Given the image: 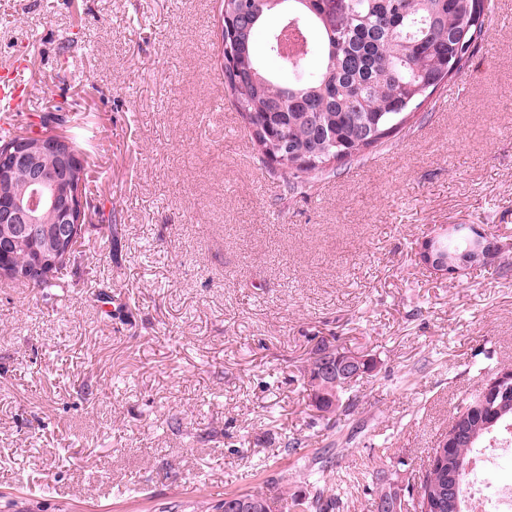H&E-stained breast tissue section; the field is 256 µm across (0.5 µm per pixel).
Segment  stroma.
I'll use <instances>...</instances> for the list:
<instances>
[{
  "label": "stroma",
  "mask_w": 512,
  "mask_h": 512,
  "mask_svg": "<svg viewBox=\"0 0 512 512\" xmlns=\"http://www.w3.org/2000/svg\"><path fill=\"white\" fill-rule=\"evenodd\" d=\"M461 99L438 89L363 160L284 194L224 86L220 0H0V65L67 117L93 238L54 296L0 283V512H224L229 492L335 512L418 484L456 406L512 365V272L437 279L442 224L512 242V0ZM372 355L351 415L303 385L319 339ZM299 439L290 450L288 440ZM279 490L277 494L272 495L281 504L279 512H328L336 508L337 498L330 496L324 499V491L321 489L316 491L311 498L303 499L288 496V490L284 486ZM297 509L299 511H296Z\"/></svg>",
  "instance_id": "stroma-1"
}]
</instances>
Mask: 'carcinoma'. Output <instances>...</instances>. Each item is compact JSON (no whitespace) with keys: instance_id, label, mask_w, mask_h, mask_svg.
Instances as JSON below:
<instances>
[{"instance_id":"1","label":"carcinoma","mask_w":512,"mask_h":512,"mask_svg":"<svg viewBox=\"0 0 512 512\" xmlns=\"http://www.w3.org/2000/svg\"><path fill=\"white\" fill-rule=\"evenodd\" d=\"M228 0L227 12L239 26L224 36L234 66L224 71L243 117L260 125L264 139L282 142L298 156H315L305 168L283 167V191L303 189L341 167L361 160L365 153L397 135L411 115L448 81L460 75L485 32L484 0ZM298 19L306 49L298 57L285 56L275 38L264 29L269 15ZM272 58L278 72H269L262 56ZM101 234L118 241V225L103 229L82 221L79 237L86 241ZM74 253L60 260L49 276H28L32 249L16 247L9 258L15 272L32 287L52 295L61 287L64 271ZM311 401L322 400L319 412H349L351 384H336L328 398H320L311 371H306ZM512 424V397L475 405V397L456 408L453 433L467 432L463 440L442 444L443 457L426 474L414 512H465L461 483L471 449L488 435ZM454 487L459 507L443 504L428 509L427 502L442 488ZM273 498L280 512H331L336 498L319 490L298 499L283 487Z\"/></svg>"}]
</instances>
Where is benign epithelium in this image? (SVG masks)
Segmentation results:
<instances>
[{
	"label": "benign epithelium",
	"mask_w": 512,
	"mask_h": 512,
	"mask_svg": "<svg viewBox=\"0 0 512 512\" xmlns=\"http://www.w3.org/2000/svg\"><path fill=\"white\" fill-rule=\"evenodd\" d=\"M61 135L41 136L28 145L29 135H18L11 150L0 160V174L20 168L26 173V183L14 195L12 202L0 207V264L3 254L15 243L32 245L37 258V270L49 274L55 248L75 239L76 221L83 218V194L57 183V174L39 164L35 151L51 153L58 149ZM457 229L455 224H443L437 231L421 240L419 261L438 278L454 279L467 273L469 267L490 264L508 248V244L489 236L477 224L469 225L468 250L461 254L449 253L438 243L441 236ZM373 358L362 353H347L332 359L324 357L316 363L317 382L324 391L338 381H354L372 371Z\"/></svg>",
	"instance_id": "7a95c632"
}]
</instances>
